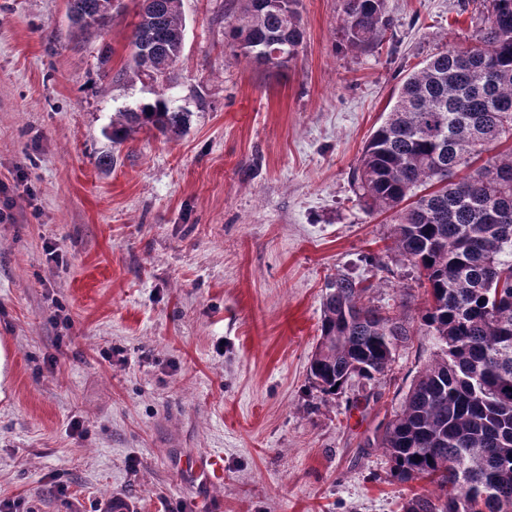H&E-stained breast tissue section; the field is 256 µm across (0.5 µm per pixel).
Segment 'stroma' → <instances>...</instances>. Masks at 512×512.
Segmentation results:
<instances>
[{
    "label": "stroma",
    "instance_id": "stroma-1",
    "mask_svg": "<svg viewBox=\"0 0 512 512\" xmlns=\"http://www.w3.org/2000/svg\"><path fill=\"white\" fill-rule=\"evenodd\" d=\"M239 0H182L186 133L103 135L141 0L78 31L66 0H0V503L12 512H402L374 445L441 355L427 295L351 171L403 77L473 34L463 0H386L366 52L344 0H299L285 68L227 44ZM410 329L385 375L309 377L325 281Z\"/></svg>",
    "mask_w": 512,
    "mask_h": 512
}]
</instances>
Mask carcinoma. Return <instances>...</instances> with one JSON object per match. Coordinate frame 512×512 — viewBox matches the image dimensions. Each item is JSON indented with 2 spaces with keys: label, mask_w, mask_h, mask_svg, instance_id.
Listing matches in <instances>:
<instances>
[{
  "label": "carcinoma",
  "mask_w": 512,
  "mask_h": 512,
  "mask_svg": "<svg viewBox=\"0 0 512 512\" xmlns=\"http://www.w3.org/2000/svg\"><path fill=\"white\" fill-rule=\"evenodd\" d=\"M81 29L104 27L100 0H68ZM298 0H241L227 21L229 46L249 60L284 67L303 31ZM390 26L385 0H345L340 31L369 51ZM181 0H151L139 13L131 64L121 72L157 86L119 113L106 136L122 144L141 130L186 132L190 113L171 106L172 70L185 39ZM512 139V0H489L475 35L446 47L401 82L384 122L352 169L372 212H393L401 255L428 295L423 324L445 358L412 383L402 409L382 424L377 446L400 483L425 480L405 512H512V148L464 177L458 171ZM495 269L503 283L486 272ZM369 286L327 280L310 378L325 396L354 376L371 381L409 336L397 318L364 303ZM460 459L465 477L448 473Z\"/></svg>",
  "instance_id": "1"
}]
</instances>
